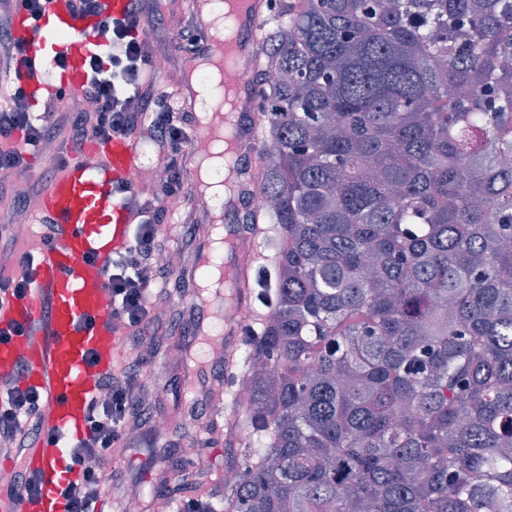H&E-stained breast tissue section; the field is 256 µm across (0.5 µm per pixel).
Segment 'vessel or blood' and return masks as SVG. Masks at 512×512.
<instances>
[{
    "instance_id": "obj_1",
    "label": "vessel or blood",
    "mask_w": 512,
    "mask_h": 512,
    "mask_svg": "<svg viewBox=\"0 0 512 512\" xmlns=\"http://www.w3.org/2000/svg\"><path fill=\"white\" fill-rule=\"evenodd\" d=\"M247 13L249 22L239 47L252 57L261 30L276 12L272 0H251ZM98 25V17L78 13L72 0H48L36 20L25 8L14 10L12 37L27 46L33 61L51 71L57 55L66 59L59 73L28 81L27 91L35 100L58 89H81L87 60L101 50ZM231 52L219 27L187 58L214 63ZM234 78L245 94L232 174L235 192L224 207L223 224L207 227L197 268L205 274L226 270L232 306L248 308L253 277L267 260L264 244L271 228L244 220L251 191L248 174L261 154L257 140L264 116L258 110L257 86L244 72H236ZM147 168L145 148L134 140L92 142L85 155L67 154L61 172L38 200L40 216L60 225L61 231L39 246L35 279L26 298L0 304L1 328H25L24 334L0 342V377L13 375L18 359H25L26 380L43 395L45 440L27 456L29 469L41 477L42 490L20 503L0 497V512H64L62 490L72 477L65 444L86 433V409L94 392L90 373L109 370L125 354L124 328L112 311L105 273L113 255L129 247L137 213L113 187ZM91 356L96 359L92 368L87 365Z\"/></svg>"
}]
</instances>
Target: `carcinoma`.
Segmentation results:
<instances>
[{"label":"carcinoma","instance_id":"1","mask_svg":"<svg viewBox=\"0 0 512 512\" xmlns=\"http://www.w3.org/2000/svg\"><path fill=\"white\" fill-rule=\"evenodd\" d=\"M279 248L211 512H512V0H304L261 43Z\"/></svg>","mask_w":512,"mask_h":512}]
</instances>
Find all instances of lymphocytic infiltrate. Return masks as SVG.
I'll return each mask as SVG.
<instances>
[{
  "mask_svg": "<svg viewBox=\"0 0 512 512\" xmlns=\"http://www.w3.org/2000/svg\"><path fill=\"white\" fill-rule=\"evenodd\" d=\"M83 14H102L100 0H75ZM154 0H129L122 17L103 16L98 36L106 43L104 54L89 58L88 78L81 92L58 94L45 103L43 111L32 109L31 97L21 84V68H32L26 48L10 34V14L0 15V196L9 178L24 171L31 158L44 154L47 142L82 150L84 144L125 137L146 145L159 169L151 192L119 184L115 191L138 212L129 249L116 255L106 270L113 311L123 323L128 356L96 377L86 417V433L69 449L72 466L80 476L63 491L66 512H98L100 501L112 494L113 451L127 444L132 426L144 425L153 417L145 403L153 387L146 373L148 358L142 353L141 338L159 321V303L173 293L185 291L187 269L173 272L159 267L157 258L166 250L192 247L199 227L192 223L187 208L192 198L191 172L186 159L191 143L190 118L174 91L159 88L155 55L146 26L158 16ZM12 224H1L0 259L18 265L19 277L0 279V294L15 299L26 297L34 278L31 253H16L7 235ZM26 362L17 373L0 378V450L15 462L9 481L0 487L7 499L32 497L40 480L28 469V452L41 444L40 408L43 396L22 385Z\"/></svg>",
  "mask_w": 512,
  "mask_h": 512,
  "instance_id": "lymphocytic-infiltrate-1",
  "label": "lymphocytic infiltrate"
}]
</instances>
